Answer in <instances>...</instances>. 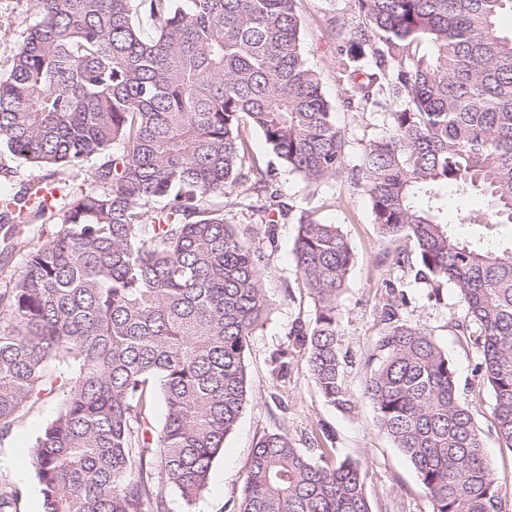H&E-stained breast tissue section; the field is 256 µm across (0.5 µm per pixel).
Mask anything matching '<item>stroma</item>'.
<instances>
[{
	"label": "stroma",
	"instance_id": "1",
	"mask_svg": "<svg viewBox=\"0 0 512 512\" xmlns=\"http://www.w3.org/2000/svg\"><path fill=\"white\" fill-rule=\"evenodd\" d=\"M304 20L303 50L308 63L322 78L324 90L335 105L336 125L348 142L347 163L356 165L368 140L384 132V117L348 109L345 85L336 70L335 27L353 22L348 0H300ZM36 20L33 0H0V75H7L26 29ZM249 148L261 166L274 169L288 198L290 212L276 227L278 248L264 276L272 304L268 320L253 336L246 353L248 402L235 430L225 439L224 450L213 461L210 479L193 503L176 491L167 493V512H231L241 498L252 451L266 434L285 433L297 447L315 452L316 439L330 434L336 459L357 462L368 472L367 493L372 512H431V503L408 459L377 426L372 404L362 394V364L371 353L379 326L374 306L386 278L406 285L405 320L432 331L448 354L457 377L459 394L471 406L491 461L503 512H512V450L501 446L492 428L493 396L482 383L476 366L481 353L466 342L457 324L465 316L455 291L441 301L429 300L414 282V273L395 264L398 252L415 257L413 244L380 237L367 196L348 178L328 181L318 188L280 167L271 148L257 131L248 133ZM42 186L50 192L52 209H59L74 194L92 188L89 169L43 168L14 155L0 145V206ZM313 216L339 225L355 255L347 286L339 299L341 346L352 358L345 383L354 405L341 409L318 393L306 362L295 358L287 383L270 374L272 356L287 343L286 333L295 318H311L314 304L298 283L291 252L301 218ZM65 390H57L29 404L7 435H0V491L19 490L17 512H41L42 496L29 453L47 425L57 416Z\"/></svg>",
	"mask_w": 512,
	"mask_h": 512
}]
</instances>
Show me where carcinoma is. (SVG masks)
Returning a JSON list of instances; mask_svg holds the SVG:
<instances>
[{
	"instance_id": "obj_1",
	"label": "carcinoma",
	"mask_w": 512,
	"mask_h": 512,
	"mask_svg": "<svg viewBox=\"0 0 512 512\" xmlns=\"http://www.w3.org/2000/svg\"><path fill=\"white\" fill-rule=\"evenodd\" d=\"M187 2L34 0L38 20L0 77V141L11 152L42 167L94 164L95 189L72 196L59 229L0 289V432L55 390L52 361L71 367L32 450L44 512H166L167 489L191 503L206 487L247 405L245 354L271 311L264 273L289 211L242 127L311 186L346 173V140L302 52L297 0ZM350 2L358 21L336 28L346 104L386 121L351 179L381 237L413 243L414 282L428 298L456 291L494 431L512 451V246L465 242L448 219V197L479 190L490 207L459 223L512 224V34L498 28L512 0ZM153 202L162 206L148 226ZM241 204L262 216L256 242L225 220ZM19 234L0 213V239L14 249ZM292 252L315 314L294 319L271 374L286 382L298 353L319 394L343 408L338 301L354 253L339 225L312 217ZM382 287L363 383L379 429L432 512H502L447 353L402 318L404 282ZM156 382L166 407L157 432ZM366 484V470L328 449L315 457L286 433L266 434L233 512H371Z\"/></svg>"
}]
</instances>
